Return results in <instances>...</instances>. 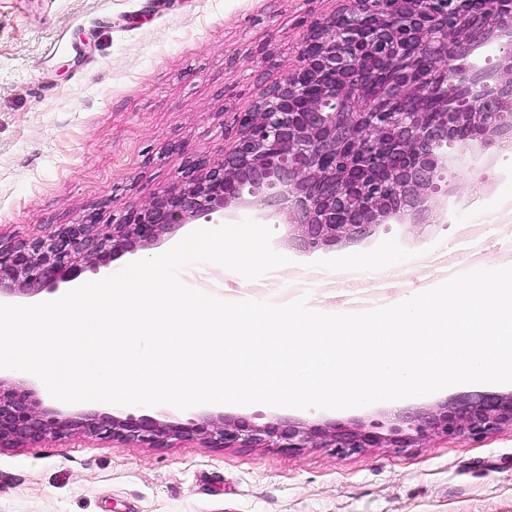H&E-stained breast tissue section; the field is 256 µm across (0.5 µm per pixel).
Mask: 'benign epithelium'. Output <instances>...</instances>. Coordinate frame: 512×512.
Segmentation results:
<instances>
[{"mask_svg":"<svg viewBox=\"0 0 512 512\" xmlns=\"http://www.w3.org/2000/svg\"><path fill=\"white\" fill-rule=\"evenodd\" d=\"M512 36V0H347L311 24L298 66L235 114V139L218 162L201 155L179 183L120 224L86 214L31 241L0 243V296L74 282L178 228L240 206L288 214V245L316 252L369 236L388 221L427 224L429 200L448 166L445 144L512 141V54L487 73L468 59ZM453 72L458 100L435 92ZM375 422L308 425L205 413L186 423L107 411L65 413L23 382L0 378V449L75 434L107 442L200 440L211 448L295 451L399 447L437 435L482 438L512 430V392H475Z\"/></svg>","mask_w":512,"mask_h":512,"instance_id":"7a95c632","label":"benign epithelium"}]
</instances>
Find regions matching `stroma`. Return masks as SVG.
I'll return each mask as SVG.
<instances>
[{"label":"stroma","mask_w":512,"mask_h":512,"mask_svg":"<svg viewBox=\"0 0 512 512\" xmlns=\"http://www.w3.org/2000/svg\"><path fill=\"white\" fill-rule=\"evenodd\" d=\"M340 0H0V243L40 237L98 212L117 224L175 185L190 160L223 158L234 115L298 63L314 20ZM432 197L443 219L390 222L314 253L289 248L284 216L264 218L287 257L275 277L307 305L338 311L343 272L384 284V304L449 273L512 266V252L448 245L512 211V156L460 142ZM478 183L479 202L465 194ZM390 257L371 268V258ZM188 287L225 301L259 281L213 263L186 266ZM458 384L418 398L343 410L224 405L225 416L323 424L390 422L402 410L475 391ZM0 512H512V430L431 437L408 448H157L72 436L0 450Z\"/></svg>","instance_id":"obj_1"}]
</instances>
